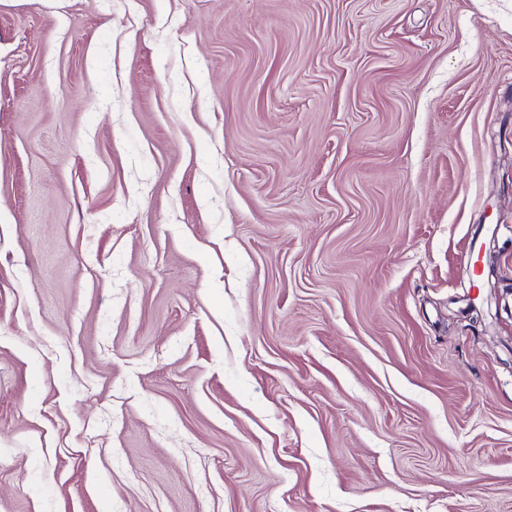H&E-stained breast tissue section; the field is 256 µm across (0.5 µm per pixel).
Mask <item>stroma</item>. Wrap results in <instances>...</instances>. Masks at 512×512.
Here are the masks:
<instances>
[{
  "mask_svg": "<svg viewBox=\"0 0 512 512\" xmlns=\"http://www.w3.org/2000/svg\"><path fill=\"white\" fill-rule=\"evenodd\" d=\"M0 512H512V0L0 4Z\"/></svg>",
  "mask_w": 512,
  "mask_h": 512,
  "instance_id": "obj_1",
  "label": "stroma"
}]
</instances>
